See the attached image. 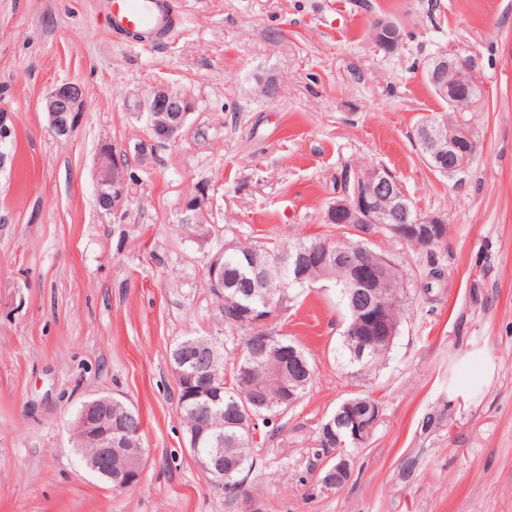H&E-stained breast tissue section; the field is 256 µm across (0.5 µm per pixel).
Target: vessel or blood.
I'll return each mask as SVG.
<instances>
[{
  "label": "vessel or blood",
  "instance_id": "b4317fda",
  "mask_svg": "<svg viewBox=\"0 0 512 512\" xmlns=\"http://www.w3.org/2000/svg\"><path fill=\"white\" fill-rule=\"evenodd\" d=\"M115 33L162 41L174 29L177 16L164 0H107Z\"/></svg>",
  "mask_w": 512,
  "mask_h": 512
}]
</instances>
